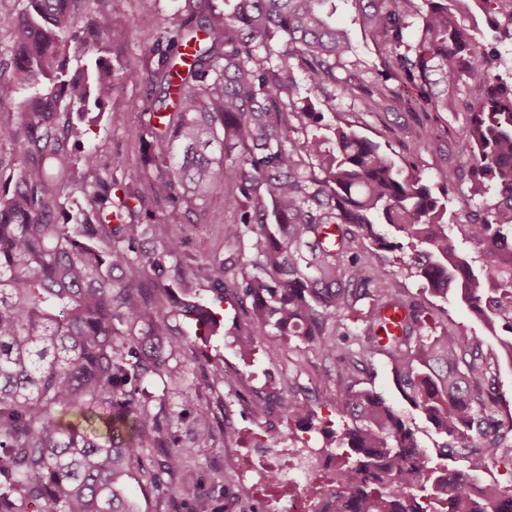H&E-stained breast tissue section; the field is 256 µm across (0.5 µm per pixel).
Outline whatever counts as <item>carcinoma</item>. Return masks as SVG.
<instances>
[{"label": "carcinoma", "mask_w": 512, "mask_h": 512, "mask_svg": "<svg viewBox=\"0 0 512 512\" xmlns=\"http://www.w3.org/2000/svg\"><path fill=\"white\" fill-rule=\"evenodd\" d=\"M230 2L227 11L184 0L175 39L149 49V119L128 132L152 152L154 175L127 183L83 146L88 105L104 104L116 75L98 61L70 68L96 33L79 25L85 0H26L19 15L0 16L14 47L0 66V105L24 97L18 119L0 118V144L18 161L16 176L0 180V512H133L132 481L195 484L149 387L175 377L163 356L180 344L168 316L209 336L230 299L242 314L232 331L241 355L268 336H295L336 360L343 397L323 384L279 404L308 430L318 410L338 415V429L322 430L337 460L323 491L347 512H512V486L467 489L512 440V423L493 411L495 355L450 327L423 334L428 301L384 288L398 252L421 291L512 334V72H498L512 0H341L375 41L366 70L332 21L336 0ZM478 14L491 22L484 42L471 33ZM298 73L317 100L298 98ZM338 94L366 112L463 117L448 143L469 147L478 209L448 221L459 166L435 184L348 123L316 134L317 103ZM221 185L224 209L211 210L209 190ZM74 191L83 204L72 210ZM150 203L163 224L199 210L224 228V243L252 239L249 259L208 261L210 303L179 302L175 289L190 284L160 276L184 238L167 235L143 254L156 225L136 213ZM359 240L362 262L352 254ZM144 262L157 274L144 276ZM353 312L354 346L340 343ZM378 355L403 399L445 436L443 457L465 458L467 471L450 478L448 466L428 465L404 415L360 387ZM144 448L169 449L166 463L134 466Z\"/></svg>", "instance_id": "1"}]
</instances>
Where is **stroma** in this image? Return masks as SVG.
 Instances as JSON below:
<instances>
[{
	"label": "stroma",
	"instance_id": "35a3bbf8",
	"mask_svg": "<svg viewBox=\"0 0 512 512\" xmlns=\"http://www.w3.org/2000/svg\"><path fill=\"white\" fill-rule=\"evenodd\" d=\"M181 5L182 0H87L85 4V16L93 18L98 28L108 27L116 15L127 25L123 41L99 40L92 52L93 57L112 62L117 72L112 96L103 107V117L86 139L87 146L97 149L104 168L114 169V160L128 159L127 168L115 169L120 181H129L140 173L139 146L129 139L126 129L140 120L139 108L149 93L141 77L153 64L149 49L156 40L174 36ZM146 16L153 20L148 28L141 24ZM334 105V111L325 114L326 122L339 118L355 125L360 133L380 143L397 164H414L429 176L447 168L450 115L435 118L423 112L405 111L371 114L359 103L340 97ZM161 232L179 234L187 240L185 256L167 262L170 278L192 279L194 289L190 301H210L212 292L204 266L212 257H225L235 250L234 245L225 243L223 229L194 214L189 223L162 225ZM239 316L234 304H225L220 332L208 341L185 343L169 351V364L178 376L167 383L155 382L152 391L156 401L164 402L171 414L169 435L185 448V464L195 472L197 483L176 491L165 486L131 484L126 495L134 512H240L233 459L236 449L252 446L260 423L257 415L244 410L243 398L290 387L299 392L310 385L311 368L335 371L334 361L324 359L319 349L295 338H269L251 357L240 359L234 338L229 334ZM449 325L480 341L484 352L496 351V338L477 317L453 302L433 299L425 325L426 335L439 334ZM227 359L237 362L242 370L243 385L234 393L223 386L207 388L203 383L204 372L211 364ZM297 360L306 365L303 373L293 370ZM360 379L363 387L381 393L404 413L429 463L443 459L442 436L402 400L384 357H377ZM202 430L211 434L210 441L204 445L196 440ZM446 462L457 471L467 468V461L462 457Z\"/></svg>",
	"mask_w": 512,
	"mask_h": 512
}]
</instances>
